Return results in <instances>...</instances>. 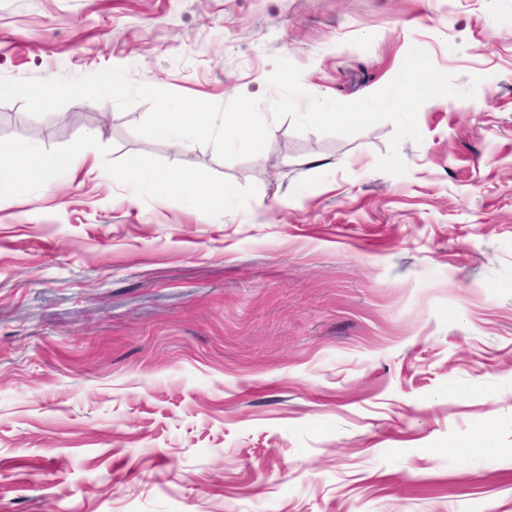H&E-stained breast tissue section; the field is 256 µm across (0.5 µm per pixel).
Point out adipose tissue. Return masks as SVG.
<instances>
[{
  "instance_id": "ef3b65f1",
  "label": "adipose tissue",
  "mask_w": 512,
  "mask_h": 512,
  "mask_svg": "<svg viewBox=\"0 0 512 512\" xmlns=\"http://www.w3.org/2000/svg\"><path fill=\"white\" fill-rule=\"evenodd\" d=\"M4 159L15 160L13 176L15 183L20 186L41 181L45 175L53 172H76L86 161L85 153L80 149L61 156L47 153L36 145L0 143V161ZM124 178L135 191L150 186L159 202L182 198L204 212L223 210L234 198L232 189L228 187L217 192H201L187 173L178 176L155 173L148 176L132 164L127 167Z\"/></svg>"
}]
</instances>
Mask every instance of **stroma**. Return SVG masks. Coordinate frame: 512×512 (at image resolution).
<instances>
[{"mask_svg": "<svg viewBox=\"0 0 512 512\" xmlns=\"http://www.w3.org/2000/svg\"><path fill=\"white\" fill-rule=\"evenodd\" d=\"M420 63L443 95L392 107ZM111 67L276 132L226 162L142 101L0 104L92 167L0 162V512H512V0H0V76ZM359 113L336 112L335 108H326L323 105H315L308 112H299V118L304 122L315 123L322 120H330L338 124H344ZM124 178L133 191L148 184L160 203L182 198L204 212H223L224 207L230 205L234 198L233 190L227 186L221 191L202 193L188 173L178 176L154 173L147 177L135 164H130Z\"/></svg>", "mask_w": 512, "mask_h": 512, "instance_id": "1", "label": "stroma"}]
</instances>
